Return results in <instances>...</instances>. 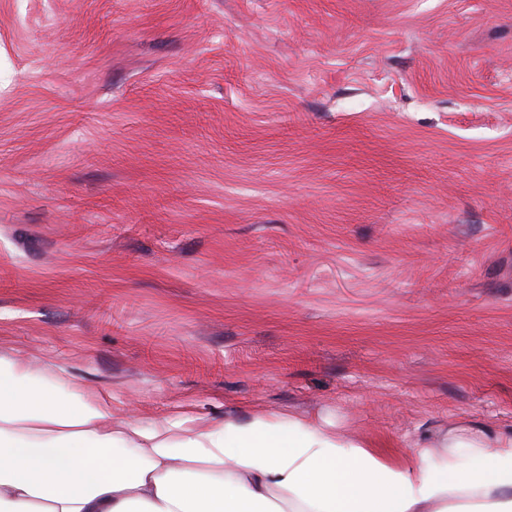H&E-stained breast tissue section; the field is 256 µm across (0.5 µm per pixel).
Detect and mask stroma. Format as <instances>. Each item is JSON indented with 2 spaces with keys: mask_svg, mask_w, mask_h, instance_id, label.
Wrapping results in <instances>:
<instances>
[{
  "mask_svg": "<svg viewBox=\"0 0 512 512\" xmlns=\"http://www.w3.org/2000/svg\"><path fill=\"white\" fill-rule=\"evenodd\" d=\"M0 355L112 420L512 425V0H0Z\"/></svg>",
  "mask_w": 512,
  "mask_h": 512,
  "instance_id": "35a3bbf8",
  "label": "stroma"
}]
</instances>
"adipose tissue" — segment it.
<instances>
[{
    "label": "adipose tissue",
    "instance_id": "adipose-tissue-1",
    "mask_svg": "<svg viewBox=\"0 0 512 512\" xmlns=\"http://www.w3.org/2000/svg\"><path fill=\"white\" fill-rule=\"evenodd\" d=\"M0 512H512V427L441 429L396 465L298 419L116 424L110 392L0 357Z\"/></svg>",
    "mask_w": 512,
    "mask_h": 512
}]
</instances>
